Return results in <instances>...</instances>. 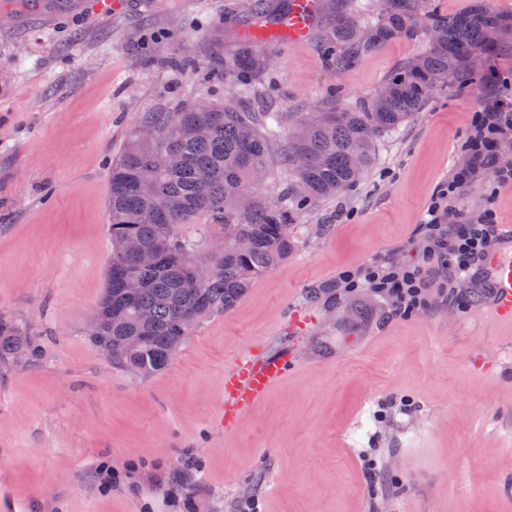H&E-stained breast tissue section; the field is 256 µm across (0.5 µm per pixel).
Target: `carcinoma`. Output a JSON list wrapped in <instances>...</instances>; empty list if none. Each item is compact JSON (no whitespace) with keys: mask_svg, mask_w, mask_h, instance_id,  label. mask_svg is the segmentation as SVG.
I'll return each instance as SVG.
<instances>
[{"mask_svg":"<svg viewBox=\"0 0 512 512\" xmlns=\"http://www.w3.org/2000/svg\"><path fill=\"white\" fill-rule=\"evenodd\" d=\"M289 9L290 0H280L271 10L256 6L255 15L273 23ZM422 17L439 37L393 72L362 109L300 119L287 142L294 181L280 205L257 192L256 174L266 169L272 133L267 113L202 102L145 120L155 136L134 137L112 163L111 258L98 304L101 324L87 333L105 358L142 378L165 370L201 322L233 308L257 278L288 260L297 211L355 185L373 164L378 137L419 111L438 85L453 79L464 88L478 78L474 57L512 35V16L480 0L451 17L430 13L427 0H382L372 20H360L355 7L337 17L327 38L336 69L412 33ZM260 48L258 41L240 40L224 62V75L241 96L267 69ZM201 221L208 236L224 238L223 251H208L184 235V225ZM238 235L249 240L248 250L234 248ZM131 243L153 252L154 264H140ZM197 261L208 265L207 278L192 275ZM129 275L140 282L131 294L123 287ZM141 309L150 311L148 319L138 318ZM37 351L34 338L0 318V367L29 361Z\"/></svg>","mask_w":512,"mask_h":512,"instance_id":"carcinoma-1","label":"carcinoma"}]
</instances>
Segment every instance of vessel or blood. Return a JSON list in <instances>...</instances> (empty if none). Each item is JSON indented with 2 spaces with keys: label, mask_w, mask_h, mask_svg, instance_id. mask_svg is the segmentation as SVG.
<instances>
[{
  "label": "vessel or blood",
  "mask_w": 512,
  "mask_h": 512,
  "mask_svg": "<svg viewBox=\"0 0 512 512\" xmlns=\"http://www.w3.org/2000/svg\"><path fill=\"white\" fill-rule=\"evenodd\" d=\"M319 7L318 0H294L291 10L274 29L255 23L242 24L238 36L244 41L276 37L293 43L306 40L311 32L313 18ZM491 291L485 305L492 310L499 328L512 329V227L494 244L486 263ZM281 357L244 359L225 374L228 398L220 410V422L234 426L238 415L253 406L284 371Z\"/></svg>",
  "instance_id": "vessel-or-blood-1"
}]
</instances>
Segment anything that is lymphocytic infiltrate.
I'll list each match as a JSON object with an SVG mask.
<instances>
[{
  "label": "lymphocytic infiltrate",
  "mask_w": 512,
  "mask_h": 512,
  "mask_svg": "<svg viewBox=\"0 0 512 512\" xmlns=\"http://www.w3.org/2000/svg\"><path fill=\"white\" fill-rule=\"evenodd\" d=\"M473 133L466 141L467 163L434 196L420 226L421 253L405 262L380 259L338 275L335 287L344 293L370 289L387 302L396 315L427 308L468 277L483 262L500 236L491 213L474 216L457 208L453 200L460 188L484 170H492L500 184H512V165L499 162L498 153L512 145V109L493 103L475 113Z\"/></svg>",
  "instance_id": "1"
}]
</instances>
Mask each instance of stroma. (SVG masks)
Instances as JSON below:
<instances>
[{
    "label": "stroma",
    "instance_id": "obj_1",
    "mask_svg": "<svg viewBox=\"0 0 512 512\" xmlns=\"http://www.w3.org/2000/svg\"><path fill=\"white\" fill-rule=\"evenodd\" d=\"M0 0V315L40 340L0 369V512H512V335L496 333L475 267L451 300L395 316L370 291L330 292L339 272L404 260L432 195L466 161L473 113L512 108V39L486 53L484 82L441 85L375 143L353 187L294 216L288 261L218 313L161 373L112 366L86 321L106 286L110 164L147 117L234 98L225 13L256 0ZM323 12L308 40H268L248 106L280 116L259 192L291 177L300 113L373 95L429 41L426 29L335 68ZM468 210L512 224V187L483 174ZM286 370L233 430L219 422L224 373L245 355ZM120 475L101 489L95 470Z\"/></svg>",
    "mask_w": 512,
    "mask_h": 512
}]
</instances>
